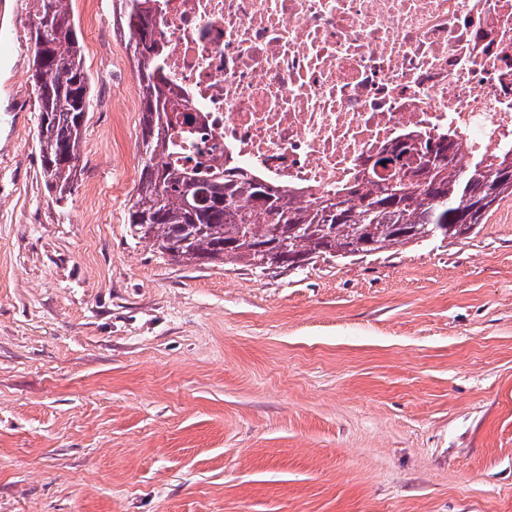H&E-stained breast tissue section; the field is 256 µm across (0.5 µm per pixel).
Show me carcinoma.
Returning a JSON list of instances; mask_svg holds the SVG:
<instances>
[{"instance_id":"cac0c4a2","label":"carcinoma","mask_w":512,"mask_h":512,"mask_svg":"<svg viewBox=\"0 0 512 512\" xmlns=\"http://www.w3.org/2000/svg\"><path fill=\"white\" fill-rule=\"evenodd\" d=\"M35 31L37 144L46 188L70 198L78 162L90 83L70 10L71 0H32ZM120 23L136 63L141 101V174L128 211L132 235L177 262L224 264L265 270L300 268L321 256H368L418 242L468 237L499 202L512 196V148L462 165L455 134L424 143L430 159L412 165L399 143L369 168L370 178L334 193L300 199L274 191L241 165L202 175L169 162L195 131L197 115L163 66L164 34L157 0H122ZM184 130L169 133L168 110ZM401 172L384 183L380 164Z\"/></svg>"}]
</instances>
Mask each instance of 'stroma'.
<instances>
[{"mask_svg": "<svg viewBox=\"0 0 512 512\" xmlns=\"http://www.w3.org/2000/svg\"><path fill=\"white\" fill-rule=\"evenodd\" d=\"M72 196L37 145L30 0L0 13V512H512V198L478 233L300 269L134 237L119 0Z\"/></svg>", "mask_w": 512, "mask_h": 512, "instance_id": "stroma-1", "label": "stroma"}]
</instances>
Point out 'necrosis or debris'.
Masks as SVG:
<instances>
[{
    "label": "necrosis or debris",
    "instance_id": "obj_1",
    "mask_svg": "<svg viewBox=\"0 0 512 512\" xmlns=\"http://www.w3.org/2000/svg\"><path fill=\"white\" fill-rule=\"evenodd\" d=\"M166 69L216 164L321 193L399 136L512 144V0H160Z\"/></svg>",
    "mask_w": 512,
    "mask_h": 512
}]
</instances>
